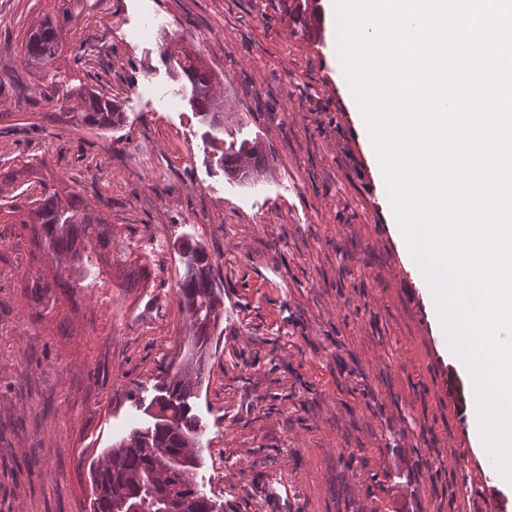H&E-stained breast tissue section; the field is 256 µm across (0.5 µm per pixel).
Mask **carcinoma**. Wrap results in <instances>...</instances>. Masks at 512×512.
<instances>
[{
  "label": "carcinoma",
  "instance_id": "1",
  "mask_svg": "<svg viewBox=\"0 0 512 512\" xmlns=\"http://www.w3.org/2000/svg\"><path fill=\"white\" fill-rule=\"evenodd\" d=\"M82 7L83 0H58L56 12L45 14L27 31L23 50L27 66L42 71L53 69L66 48L62 32L78 20ZM176 75L185 77L190 84V103L210 128L206 136L219 141L212 132H224V104L210 95L216 75L198 53L187 49L176 60ZM62 107L70 118L97 130H113L123 122V113L112 98L82 85L63 93ZM244 155L253 156L252 164H242ZM262 160L263 154L255 145L222 141L218 161L224 174L231 178L248 179L258 171ZM39 184L38 198L28 206L11 204L9 213L31 232L36 248L32 259L41 253L54 260L65 253L68 262L55 264L50 279L35 271L23 281L33 302V326L44 319L59 292H83L84 282L99 277L101 265L109 261L112 253V223L80 190L57 186L53 179H41ZM181 264L184 272L179 291L187 300L183 309L190 326L183 365L162 380L160 395L152 401L153 425L135 430L113 445L92 469V484L98 486V494L92 496L90 512H122L124 506L132 504L138 505L141 512H168L166 497L171 492L189 512H221V506L195 482L200 449L190 450L188 442L195 439L197 431L189 399L195 397L202 384L205 361L223 318V300L213 264L203 247L183 244Z\"/></svg>",
  "mask_w": 512,
  "mask_h": 512
}]
</instances>
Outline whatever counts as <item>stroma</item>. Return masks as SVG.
<instances>
[{
  "label": "stroma",
  "mask_w": 512,
  "mask_h": 512,
  "mask_svg": "<svg viewBox=\"0 0 512 512\" xmlns=\"http://www.w3.org/2000/svg\"><path fill=\"white\" fill-rule=\"evenodd\" d=\"M290 3L85 0L65 34L83 57L53 82L21 44L55 0H0V170L29 162L80 189L120 245L101 286L60 295L32 329L30 233L0 213V512H89L90 461L151 424L189 332L188 240L224 300L191 401L196 481L224 512H512L337 80L334 26L302 27ZM199 32L225 139L265 153L255 180L227 178L173 70L167 43ZM80 83L118 102L120 126L63 115Z\"/></svg>",
  "instance_id": "1"
}]
</instances>
